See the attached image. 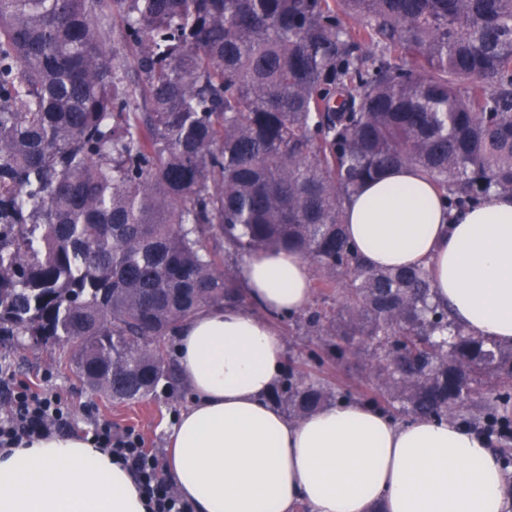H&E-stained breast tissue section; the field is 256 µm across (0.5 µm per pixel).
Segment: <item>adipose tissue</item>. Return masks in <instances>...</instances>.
<instances>
[{"label":"adipose tissue","instance_id":"obj_1","mask_svg":"<svg viewBox=\"0 0 512 512\" xmlns=\"http://www.w3.org/2000/svg\"><path fill=\"white\" fill-rule=\"evenodd\" d=\"M344 223L369 267L425 263L457 323L512 344L511 196L452 216L415 168H394L350 198ZM241 279L260 314L210 307L178 330L190 397L171 430L168 474L195 512H502L498 456L463 424L399 423L357 401L288 420L270 399L285 346L267 316L309 308L312 268L264 251ZM0 512L147 510L122 464L89 439L55 435L0 451Z\"/></svg>","mask_w":512,"mask_h":512}]
</instances>
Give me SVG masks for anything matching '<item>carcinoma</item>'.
I'll return each mask as SVG.
<instances>
[{
  "instance_id": "cac0c4a2",
  "label": "carcinoma",
  "mask_w": 512,
  "mask_h": 512,
  "mask_svg": "<svg viewBox=\"0 0 512 512\" xmlns=\"http://www.w3.org/2000/svg\"><path fill=\"white\" fill-rule=\"evenodd\" d=\"M402 166L450 215L512 194V0H0V336L145 401L177 386L186 319L245 304L224 257L291 251L336 307L303 315L320 344L289 357L288 417L351 399L317 371L364 351L363 402L474 407L507 468L512 344L345 233V203Z\"/></svg>"
}]
</instances>
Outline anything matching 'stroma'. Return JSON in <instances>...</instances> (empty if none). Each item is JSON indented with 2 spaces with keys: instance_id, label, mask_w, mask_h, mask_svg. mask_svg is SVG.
<instances>
[{
  "instance_id": "obj_1",
  "label": "stroma",
  "mask_w": 512,
  "mask_h": 512,
  "mask_svg": "<svg viewBox=\"0 0 512 512\" xmlns=\"http://www.w3.org/2000/svg\"><path fill=\"white\" fill-rule=\"evenodd\" d=\"M56 357L51 347L23 350L0 336V364H9L16 378L37 381L43 389L67 399L77 423L85 422L84 407L92 403L99 416L110 419L115 429H135L146 448L166 450L175 416L187 401L185 387L173 392L161 387L147 401L115 404L86 390L71 368L57 364Z\"/></svg>"
}]
</instances>
